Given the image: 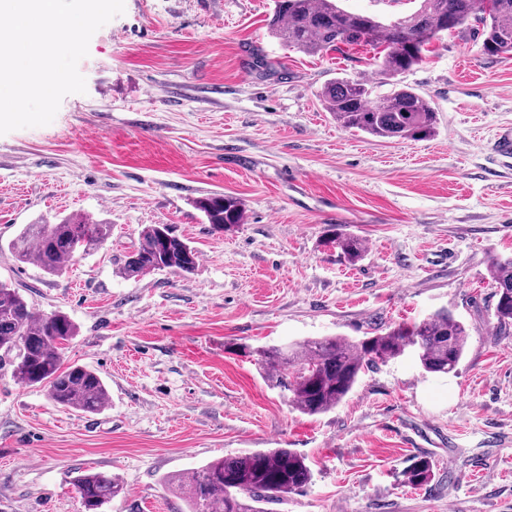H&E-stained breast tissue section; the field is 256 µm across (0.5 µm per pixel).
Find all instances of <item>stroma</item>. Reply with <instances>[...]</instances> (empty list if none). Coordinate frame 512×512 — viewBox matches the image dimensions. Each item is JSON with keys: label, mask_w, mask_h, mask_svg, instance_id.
I'll return each mask as SVG.
<instances>
[{"label": "stroma", "mask_w": 512, "mask_h": 512, "mask_svg": "<svg viewBox=\"0 0 512 512\" xmlns=\"http://www.w3.org/2000/svg\"><path fill=\"white\" fill-rule=\"evenodd\" d=\"M272 0H125L78 64L86 91L49 125L0 135V283L36 314H67L66 363L96 370L110 400L88 414L0 369V512H82V471L118 477L102 512H181L168 479L273 448L312 480L269 512H512V335L498 332L492 258L512 255V53L467 30L405 83L438 130L383 141L341 129L320 97L341 76L375 80L373 53L307 55L267 29ZM237 198L213 229L195 206ZM81 214L112 235L63 275L18 263L23 225ZM149 224L197 252L192 273L122 277ZM364 241L349 264L321 243ZM451 311L470 338L456 372L412 352L366 370L336 409L295 411L255 358L230 351L324 336L357 341ZM430 458L434 478L401 476ZM196 205L209 224L222 231H230L243 221V211L237 198L227 195H209L200 198ZM324 243L341 251L351 263L358 262L363 253L364 245L361 238L354 233L346 232L336 225H330L325 231Z\"/></svg>", "instance_id": "stroma-1"}]
</instances>
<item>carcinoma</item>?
I'll return each instance as SVG.
<instances>
[{"label": "carcinoma", "instance_id": "obj_1", "mask_svg": "<svg viewBox=\"0 0 512 512\" xmlns=\"http://www.w3.org/2000/svg\"><path fill=\"white\" fill-rule=\"evenodd\" d=\"M421 0L413 13L394 20L350 12L337 0H274L268 18L271 35L286 47L309 55L329 51L350 52L371 47L380 72L397 76L419 66L434 43L475 22L483 37L481 52L498 57L512 52V0ZM337 124L373 138L423 140L437 130L438 111L410 85L395 83L375 98V85L354 78H338L321 92ZM196 205L217 229L229 231L243 221L237 198L209 195ZM112 235V225L71 215L51 224L45 220L22 227L9 247L18 262L60 276L69 262L91 254ZM324 243L341 251L351 263L364 253L361 238L336 225L325 231ZM135 259L125 260L120 274L138 277L156 270L190 273L197 264L196 251L165 224L142 231ZM495 288V317L502 333L512 331V257L491 261ZM77 336L75 323L55 312L36 316L15 288L0 283V367L11 370L21 385L46 388L54 405L96 413L110 393L93 370L67 365L64 350ZM469 332L448 311H438L412 325L400 324L381 336L354 343L326 336L284 347L256 350L267 379L291 393L295 410L315 416L327 413L353 391L360 374L407 350L431 374L456 371L465 353ZM404 481L424 486L434 477L432 464L419 459L403 470ZM312 480L306 459L288 448L213 459L188 476L178 477L185 512H264L262 505L278 503ZM84 512H99L123 493L115 476L84 471L74 480Z\"/></svg>", "mask_w": 512, "mask_h": 512}]
</instances>
